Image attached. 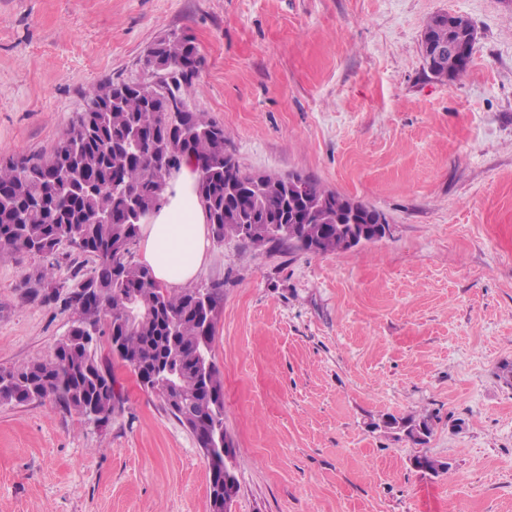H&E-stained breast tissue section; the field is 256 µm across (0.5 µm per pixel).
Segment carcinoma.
<instances>
[{"label": "carcinoma", "instance_id": "1", "mask_svg": "<svg viewBox=\"0 0 512 512\" xmlns=\"http://www.w3.org/2000/svg\"><path fill=\"white\" fill-rule=\"evenodd\" d=\"M475 38L465 17H432L421 38L428 72L450 80L459 76L466 68L463 58L450 50L438 56L435 48L456 42L472 47ZM200 64L194 41L176 32L159 39L142 59L143 68L156 73ZM180 99L179 88L167 97L145 91L139 82L106 79L88 88L84 110L71 118L49 155L0 159V257L49 258L65 245L91 263L73 271L71 285L57 279L52 262L40 270L37 284L48 289L43 301L63 303L76 319L51 356L0 368L1 404L52 396L98 423L107 421L120 402L110 359L76 337H118L117 358L133 373L161 363L180 374L177 388L162 402L181 424L192 425L198 447L224 428V381L212 360L217 289L192 285L171 291L128 259L140 224L162 203L172 174L187 160L196 163L199 197L219 242L241 237L272 248L341 252L349 250L344 240L352 226L373 227L386 219L364 203L349 219L336 205L341 194L314 179L290 185L288 177L269 174L256 185L226 148L223 125L205 112L169 111ZM97 213H109L112 220L91 223ZM372 428L402 432L417 445L432 433L425 417L392 414ZM412 465L435 475L446 468L426 454L414 456Z\"/></svg>", "mask_w": 512, "mask_h": 512}]
</instances>
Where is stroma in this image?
Masks as SVG:
<instances>
[{"label":"stroma","instance_id":"obj_1","mask_svg":"<svg viewBox=\"0 0 512 512\" xmlns=\"http://www.w3.org/2000/svg\"><path fill=\"white\" fill-rule=\"evenodd\" d=\"M443 13L477 32L452 80L420 51ZM172 31L202 59L186 106L242 170L316 179L391 226L328 254L211 242L233 512H512V0H0V157L49 153L90 85L141 80ZM43 265L0 261L2 368L68 329ZM112 373L103 424L0 404V512H210L191 432ZM386 414L429 418L427 443L372 430Z\"/></svg>","mask_w":512,"mask_h":512}]
</instances>
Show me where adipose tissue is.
Returning <instances> with one entry per match:
<instances>
[{
  "label": "adipose tissue",
  "mask_w": 512,
  "mask_h": 512,
  "mask_svg": "<svg viewBox=\"0 0 512 512\" xmlns=\"http://www.w3.org/2000/svg\"><path fill=\"white\" fill-rule=\"evenodd\" d=\"M197 178L194 162H184L162 204L140 227L138 260L165 288L195 282L208 259L211 228L196 191Z\"/></svg>",
  "instance_id": "1"
}]
</instances>
